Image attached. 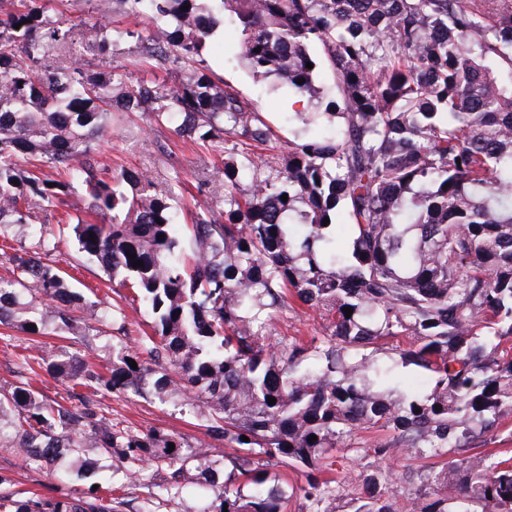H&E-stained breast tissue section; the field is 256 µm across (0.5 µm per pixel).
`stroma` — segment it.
<instances>
[{
    "label": "stroma",
    "instance_id": "35a3bbf8",
    "mask_svg": "<svg viewBox=\"0 0 512 512\" xmlns=\"http://www.w3.org/2000/svg\"><path fill=\"white\" fill-rule=\"evenodd\" d=\"M50 17L66 15L71 20L86 17L88 12L102 10L120 26H135L133 17L127 16L112 0H50ZM209 66L226 85L235 89L245 100L255 103L264 119L274 131L275 138L262 152L264 162L258 170L260 177L274 174L288 152V143L305 136L309 125L294 114L296 106L285 87L275 77L259 78L252 74L240 51L239 34L232 25H224L213 36ZM171 143L172 156L156 151V143ZM98 158L105 166L125 167L142 173L156 189L164 190L170 184L180 183L181 198L185 203L208 200L215 209L224 207V163L222 153L204 149L189 140L174 139L169 128L150 122L141 113H125L122 120L113 122L112 135L100 143ZM57 244L55 257L63 271L75 279V286L84 296L85 308L117 299L116 281L110 280L99 264L78 253L73 240L65 233L52 236ZM126 314L124 328L109 323L81 335L60 333L30 336L12 330L10 339H0V393H8L24 384L38 388L44 397L54 400L64 396L66 385L46 372L31 374L18 364L23 347H31L33 354L47 359L62 352H76L94 370L107 373L112 367V345L124 339L128 346H136L147 329L145 319L136 313L131 301H123ZM325 329L318 312L294 307L279 313L275 319V336H319ZM99 407L108 409L113 420L139 429L158 428L180 432L191 439H204L205 430L198 420L179 413L171 403L138 397L99 399ZM380 438L372 429L357 431L348 442L344 457L337 466L336 476L343 482V490L334 506L336 512H354L362 492L363 477L374 470L378 462L372 449ZM83 456L111 479L114 495L130 500L132 506L142 505L154 484L165 477L155 466H144L138 481L128 480L123 471L113 468L111 461L98 449L87 448ZM0 475L7 477L12 489L33 491L44 497L76 496L83 492L79 483H62L46 471L26 464L10 448L0 447Z\"/></svg>",
    "mask_w": 512,
    "mask_h": 512
}]
</instances>
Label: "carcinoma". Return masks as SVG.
Here are the masks:
<instances>
[{
	"label": "carcinoma",
	"mask_w": 512,
	"mask_h": 512,
	"mask_svg": "<svg viewBox=\"0 0 512 512\" xmlns=\"http://www.w3.org/2000/svg\"><path fill=\"white\" fill-rule=\"evenodd\" d=\"M120 2L147 36L102 14L50 20L41 0L0 8V232L30 226L33 236L9 257L0 325L29 335L93 329L75 316L83 295L47 237L77 183L108 218L68 223L78 252L122 274L119 287L153 318V334L138 351L114 345L107 375L69 352L47 364L70 383L66 405L15 387L0 399V444L48 469L71 456L56 474L66 482L96 474L83 448L132 480L145 463L166 468L141 512L181 497L191 469L210 495L204 512H288L298 496L299 512H334L341 481L324 474L357 430L376 428L388 432L379 458H453L416 472L414 512H512V458L472 453L512 411V0ZM227 20L252 73L300 98L297 117L318 94L312 47L335 74L339 97L312 116L342 123L289 142L273 177L255 175L253 152L270 126L208 66V42ZM128 38L140 66L175 63L179 84L89 73L88 56ZM114 112H147L204 147L239 145L224 159V210L195 208L189 246L173 233L174 187L99 168ZM297 302L321 313L327 333L271 339L274 313ZM385 345L390 354L377 357ZM406 370L418 384L405 383ZM78 386L171 401L224 443V458L175 433L114 424ZM273 465L305 468L307 485L271 482ZM393 482L390 470L367 475L354 512H394ZM7 483L0 477V512L127 505L91 485L59 499Z\"/></svg>",
	"instance_id": "carcinoma-1"
}]
</instances>
